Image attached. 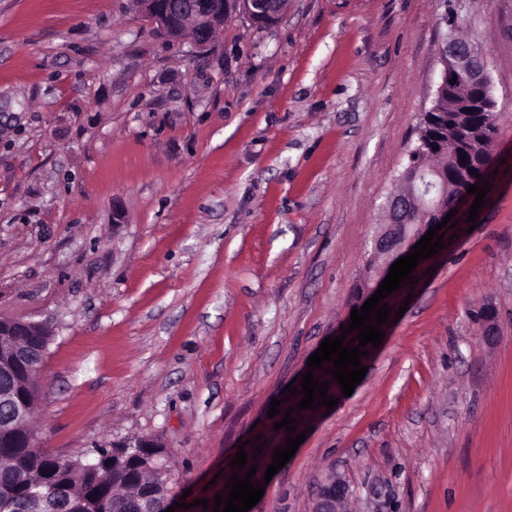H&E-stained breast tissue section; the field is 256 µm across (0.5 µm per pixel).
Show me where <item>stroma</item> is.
Instances as JSON below:
<instances>
[{
  "instance_id": "obj_1",
  "label": "stroma",
  "mask_w": 512,
  "mask_h": 512,
  "mask_svg": "<svg viewBox=\"0 0 512 512\" xmlns=\"http://www.w3.org/2000/svg\"><path fill=\"white\" fill-rule=\"evenodd\" d=\"M487 53L498 133L475 225L420 261L367 372L251 512H512V0H288L208 51L126 0H0V316L48 323L31 426L66 457L142 436L195 505L363 304L369 239L447 34ZM125 221L113 223V209ZM491 313L494 335L480 331ZM347 490L343 483L330 479L322 485L313 508L314 512H343Z\"/></svg>"
}]
</instances>
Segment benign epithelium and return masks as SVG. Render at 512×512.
<instances>
[{"label":"benign epithelium","mask_w":512,"mask_h":512,"mask_svg":"<svg viewBox=\"0 0 512 512\" xmlns=\"http://www.w3.org/2000/svg\"><path fill=\"white\" fill-rule=\"evenodd\" d=\"M130 11L143 21L148 22L154 31L167 40H179L183 30L195 31L193 45L204 51L213 42L214 34L224 27V20L239 13L246 16L255 26L265 28L277 21L285 10L283 0H128ZM439 55L448 58L449 66L440 73V81H449L452 77L468 83L492 89L488 75L486 53L477 45L459 42L450 35L440 44ZM415 196L426 204L423 219L419 224H407L408 209L393 192L386 198L383 209L386 222L376 225L371 238L370 259L374 264L366 270L368 278L365 297L372 296L381 282L389 274L392 264L400 257L412 252L413 246L421 240L430 228L442 222L452 210L459 208L468 197V193L457 194L446 207L440 206L442 185L430 181L416 184ZM4 336H45L44 324L35 321L16 322V328L0 333ZM26 393L11 384L0 389V408L5 409L4 416L14 420L26 409ZM347 490L343 483L330 479L322 485L313 508V512H343Z\"/></svg>","instance_id":"obj_1"}]
</instances>
